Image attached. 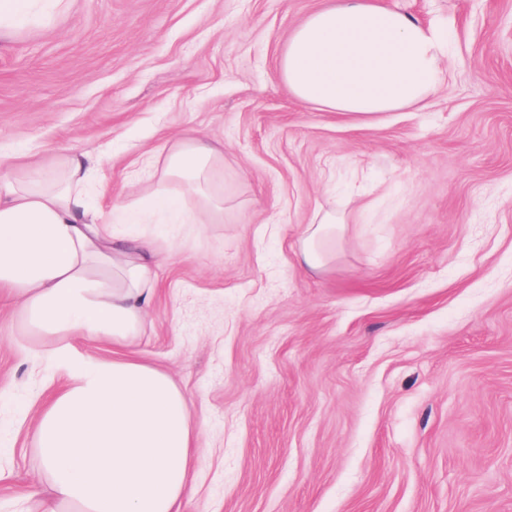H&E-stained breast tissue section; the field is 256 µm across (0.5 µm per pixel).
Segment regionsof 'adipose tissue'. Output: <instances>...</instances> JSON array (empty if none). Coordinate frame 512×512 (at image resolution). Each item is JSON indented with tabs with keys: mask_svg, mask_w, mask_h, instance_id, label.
Wrapping results in <instances>:
<instances>
[{
	"mask_svg": "<svg viewBox=\"0 0 512 512\" xmlns=\"http://www.w3.org/2000/svg\"><path fill=\"white\" fill-rule=\"evenodd\" d=\"M70 0H0V36L43 26ZM446 29L381 4L334 0L289 35L277 73L301 104L369 119L417 106L444 85ZM96 159L57 151L0 160V299L14 302L26 335L51 342L65 383L42 407L37 450L47 490L38 512H181L195 433L184 395L166 373L134 358H93L74 337L127 346L155 286L154 237L107 228L87 189ZM138 223L224 221V154L184 136L165 149L159 185L137 191ZM336 216L315 215L299 251L326 268Z\"/></svg>",
	"mask_w": 512,
	"mask_h": 512,
	"instance_id": "1",
	"label": "adipose tissue"
}]
</instances>
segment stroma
Segmentation results:
<instances>
[{
    "instance_id": "1",
    "label": "stroma",
    "mask_w": 512,
    "mask_h": 512,
    "mask_svg": "<svg viewBox=\"0 0 512 512\" xmlns=\"http://www.w3.org/2000/svg\"><path fill=\"white\" fill-rule=\"evenodd\" d=\"M333 0H73L0 37V157L103 158L104 221L190 134L224 152L220 224H169L123 355L196 432L183 512H512V0H383L453 34L448 82L368 122L299 104L291 30ZM336 259L302 268L318 210ZM50 342L0 306V512H36Z\"/></svg>"
}]
</instances>
